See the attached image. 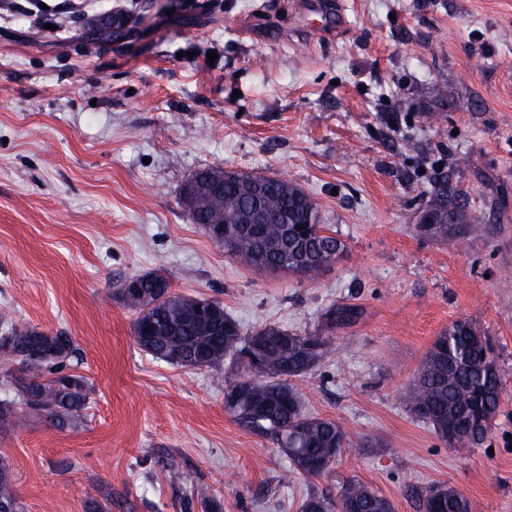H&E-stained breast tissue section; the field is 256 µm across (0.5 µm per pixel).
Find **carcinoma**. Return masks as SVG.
<instances>
[{"instance_id":"carcinoma-1","label":"carcinoma","mask_w":512,"mask_h":512,"mask_svg":"<svg viewBox=\"0 0 512 512\" xmlns=\"http://www.w3.org/2000/svg\"><path fill=\"white\" fill-rule=\"evenodd\" d=\"M215 168L196 171L188 187H207L223 202L224 223L236 228L235 244L225 251L246 261L256 273L288 274L314 279L343 260L348 252L344 240L325 230L316 201L286 178H270L231 171L214 183ZM263 211V224H241L246 211ZM432 223L417 230L429 237L461 240L485 231L484 212L469 210L462 195L437 173L433 191L422 209ZM140 286L156 293L157 302L145 311L135 305L133 322L136 345L153 358L181 367L216 368L226 358L242 357L253 345L263 348L262 369L243 367L240 378L224 388V408L243 428L270 438L285 449L293 476L322 477L331 469L307 466L319 456L338 458L350 446L347 432L336 421L308 414L292 380L309 373L330 353V339L322 333L300 334L268 324L243 334L240 324L223 313L224 335L203 326L186 310L191 298L172 290L170 281L158 274L139 276ZM476 329L457 320L439 336L403 394L407 409L430 425L451 447H470L488 434L496 417L504 377L492 346L477 343ZM8 353V370L14 395L0 400V428L10 426L18 412L28 410L52 419L74 421L89 399L90 390L76 369L74 343L61 333L51 335L35 328L10 327L0 336V353ZM451 495L463 512L473 505L449 485H432L422 495V507L438 495ZM357 500L363 512H394L391 501L365 484L350 480L338 499L328 494L308 496L300 512H337L339 500ZM13 505L23 512L16 483L7 460L0 458V505Z\"/></svg>"}]
</instances>
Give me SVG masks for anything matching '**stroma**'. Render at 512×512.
I'll return each instance as SVG.
<instances>
[{
	"label": "stroma",
	"mask_w": 512,
	"mask_h": 512,
	"mask_svg": "<svg viewBox=\"0 0 512 512\" xmlns=\"http://www.w3.org/2000/svg\"><path fill=\"white\" fill-rule=\"evenodd\" d=\"M119 13L109 30L99 16ZM415 138L419 155L401 154ZM287 176L347 256L313 280L254 273L180 203L197 170ZM490 214L461 244L419 235L435 169ZM158 272L243 331L312 333L357 307L297 380L351 439L329 475L238 426L222 371L153 359L119 288ZM71 336L80 426L21 412L0 456L25 512H299L348 480L396 512L447 484L512 512V0H0V316ZM504 373L484 441L452 448L402 391L456 320ZM376 435L383 444L362 447ZM175 459L180 476L163 467Z\"/></svg>",
	"instance_id": "stroma-1"
}]
</instances>
